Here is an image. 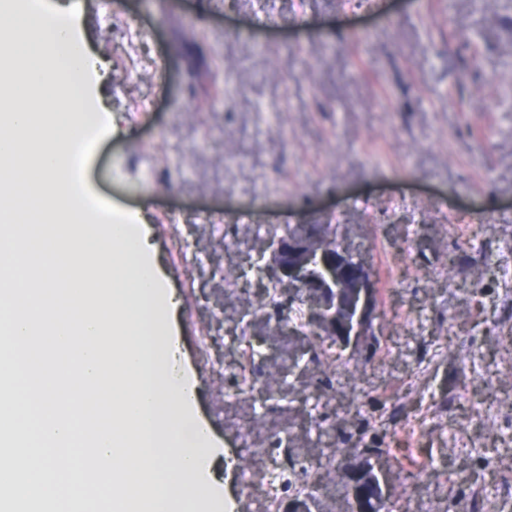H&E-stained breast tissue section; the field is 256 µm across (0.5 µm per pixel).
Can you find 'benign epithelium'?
Instances as JSON below:
<instances>
[{"instance_id": "7a95c632", "label": "benign epithelium", "mask_w": 512, "mask_h": 512, "mask_svg": "<svg viewBox=\"0 0 512 512\" xmlns=\"http://www.w3.org/2000/svg\"><path fill=\"white\" fill-rule=\"evenodd\" d=\"M265 282L277 289L280 306L302 307L315 333L347 345L374 335L377 290L364 262L345 250L336 228L308 224L297 234L270 237L258 258ZM355 512H377L385 499L369 461H348Z\"/></svg>"}]
</instances>
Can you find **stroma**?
I'll return each instance as SVG.
<instances>
[{"mask_svg":"<svg viewBox=\"0 0 512 512\" xmlns=\"http://www.w3.org/2000/svg\"><path fill=\"white\" fill-rule=\"evenodd\" d=\"M85 78L114 133L86 180L139 213L179 302L171 331L227 450L288 438L306 464L380 448L387 500L505 512L512 475V0H83ZM333 224L373 275L376 342L347 366L271 328L226 278L284 228ZM189 246L186 258L172 242ZM281 383L238 392L243 314Z\"/></svg>","mask_w":512,"mask_h":512,"instance_id":"stroma-1","label":"stroma"}]
</instances>
